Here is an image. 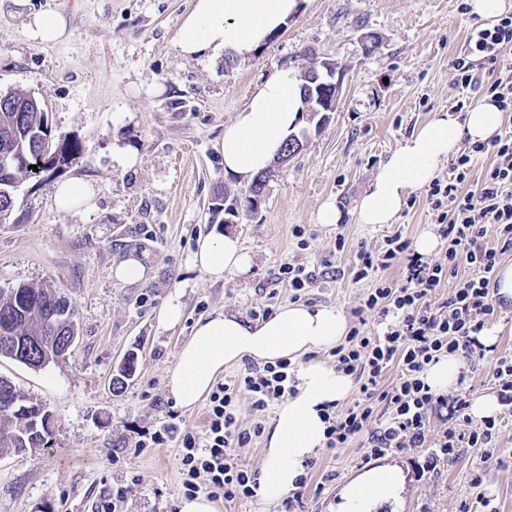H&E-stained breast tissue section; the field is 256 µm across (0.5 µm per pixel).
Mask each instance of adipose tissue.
<instances>
[{"label": "adipose tissue", "mask_w": 512, "mask_h": 512, "mask_svg": "<svg viewBox=\"0 0 512 512\" xmlns=\"http://www.w3.org/2000/svg\"><path fill=\"white\" fill-rule=\"evenodd\" d=\"M302 2L194 0L179 26L176 47L183 57L203 64L245 57L280 31L301 10ZM303 109L297 72L288 67L272 72L235 122L225 126L216 145L225 174L248 182L271 167L283 142L296 130ZM501 129V112L486 100L462 119L436 113L382 162L359 200L357 223H395L409 193L429 185L442 161L463 143L489 141ZM194 262L219 279L228 271L247 273L252 258L237 237L216 234L198 240ZM347 332V317L336 306L289 304L257 322L220 311L200 320L178 353L167 389L185 409L209 393L226 366L243 358L262 363L286 358L296 363V393L277 406L268 431L258 486L264 502H278L294 489L305 462L325 446L326 407L342 404L354 389L352 376L314 357L341 343ZM401 481L400 470L392 465L361 473L345 484L341 512H371L377 503L398 494Z\"/></svg>", "instance_id": "1"}]
</instances>
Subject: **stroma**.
Segmentation results:
<instances>
[{"instance_id": "1", "label": "stroma", "mask_w": 512, "mask_h": 512, "mask_svg": "<svg viewBox=\"0 0 512 512\" xmlns=\"http://www.w3.org/2000/svg\"><path fill=\"white\" fill-rule=\"evenodd\" d=\"M469 0H305L299 15L255 54L205 66L179 55L174 38L191 0H0V91L34 94L47 105L57 137L80 142L83 154L56 180L27 178L16 192L17 223L0 224V289L51 285L77 313L78 338L64 361L34 370L0 357L8 377L51 413L45 448L29 456L0 454V512H94L110 500L115 512H177L184 497L177 450L139 447L169 414L183 431L204 436L206 407L184 410L166 389L180 347L195 323L216 311L244 320L289 303L283 264H301L317 280L303 303L351 313L371 283L348 270L359 243L374 246L402 231L410 240L436 234L425 189L413 191L398 220L357 223V202L382 162L431 119L451 110L458 91L452 58L481 23ZM63 15L68 37L32 39L33 15ZM379 44L365 52L360 37ZM335 60L344 73L341 96L326 125L303 114V147L273 164L256 209L248 183L225 175L215 149L254 87L276 68L301 69L305 51ZM137 157L123 163V151ZM84 179L90 210L57 209L56 181ZM336 201L341 224L318 223ZM305 231L300 248L293 227ZM236 235L252 255L244 275L212 279L193 263L199 237ZM344 249H337V237ZM129 258L146 269L141 282L118 281L114 267ZM182 310L160 324L168 304ZM136 371L123 389L111 381L127 356ZM494 458L460 449L423 471L427 451H390L379 459L402 471L395 500L373 512H512V411L499 409ZM361 447L325 448L315 457L338 477L308 486L304 512H336L342 487L367 470ZM481 485H473L472 474Z\"/></svg>"}]
</instances>
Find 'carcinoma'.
<instances>
[{"mask_svg": "<svg viewBox=\"0 0 512 512\" xmlns=\"http://www.w3.org/2000/svg\"><path fill=\"white\" fill-rule=\"evenodd\" d=\"M45 136L41 112L34 109L29 95L0 91V158L19 160L11 176H0V224L15 212V189L11 182L29 176L26 164L33 161ZM53 144L65 165L83 152L79 144L56 139ZM74 323V310L49 285L20 284L5 294L0 292V356L14 358L15 336H52L56 331L63 334ZM11 397L31 406L37 405V401L14 384L4 387L0 380V453L25 455L45 442L32 436L24 413L5 405Z\"/></svg>", "mask_w": 512, "mask_h": 512, "instance_id": "carcinoma-1", "label": "carcinoma"}]
</instances>
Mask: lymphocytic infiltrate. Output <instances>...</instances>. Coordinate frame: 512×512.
I'll list each match as a JSON object with an SVG mask.
<instances>
[{
	"mask_svg": "<svg viewBox=\"0 0 512 512\" xmlns=\"http://www.w3.org/2000/svg\"><path fill=\"white\" fill-rule=\"evenodd\" d=\"M511 48L512 14L473 30L464 53L451 61L462 92L454 111H469L478 92L501 112L512 114V64L503 60ZM475 55L490 66L492 79L475 71ZM486 154L493 155V163L476 170ZM426 201L438 217L442 256L417 253L399 231L380 245H359L352 277L358 282L373 279L374 285L353 310L356 325L332 350L338 368L353 377L357 396L347 407L327 414L326 445L345 448L366 438L367 461L405 448H429L434 460L444 461L454 458L461 446L492 448L499 438L500 427L492 417L469 433L448 427L431 438L434 408L448 406L451 416L465 422L470 403L463 389L451 398L433 395L423 373L443 354L473 362L479 333L497 315L491 290L503 255L512 251V129L503 128L490 142L471 144L456 156L447 178L431 183ZM396 265L403 269L401 277L385 278L384 270ZM447 284L452 287L448 298L432 304L437 288ZM372 316L379 329L369 328ZM296 372L295 364L285 359L247 365L240 377L212 390L205 436L177 434L172 423L151 436L155 445L177 437L187 495L204 490L227 501L256 497L257 475L238 463L233 451L259 438L263 426L257 422L242 427L238 402L247 397L255 413L265 412L294 392Z\"/></svg>",
	"mask_w": 512,
	"mask_h": 512,
	"instance_id": "obj_1",
	"label": "lymphocytic infiltrate"
}]
</instances>
